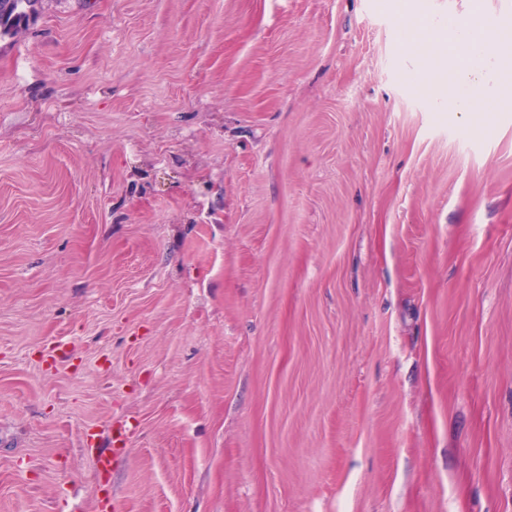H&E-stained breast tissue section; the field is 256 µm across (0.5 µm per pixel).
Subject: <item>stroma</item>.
<instances>
[{
  "instance_id": "stroma-1",
  "label": "stroma",
  "mask_w": 512,
  "mask_h": 512,
  "mask_svg": "<svg viewBox=\"0 0 512 512\" xmlns=\"http://www.w3.org/2000/svg\"><path fill=\"white\" fill-rule=\"evenodd\" d=\"M507 14L43 0L0 36V512H512V104L449 111L419 50ZM115 432L117 435H115ZM126 429L123 425L118 426L109 438V448L99 450L95 435L88 433L84 435V446L93 454V464L100 481H108L112 475L113 457L126 452ZM122 444V445H119Z\"/></svg>"
}]
</instances>
